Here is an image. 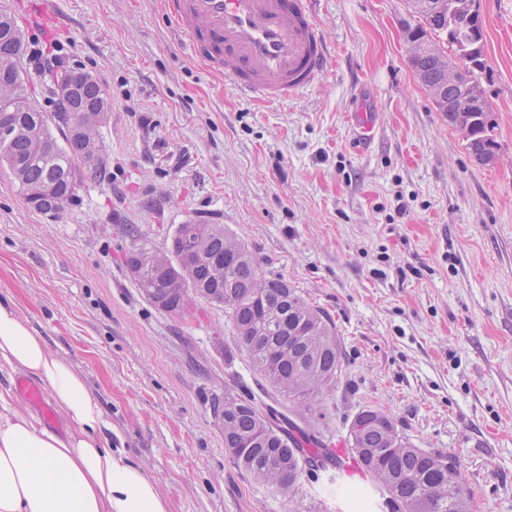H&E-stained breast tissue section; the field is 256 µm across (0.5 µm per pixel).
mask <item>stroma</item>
<instances>
[{
  "mask_svg": "<svg viewBox=\"0 0 512 512\" xmlns=\"http://www.w3.org/2000/svg\"><path fill=\"white\" fill-rule=\"evenodd\" d=\"M496 164L470 157L408 61L406 0H319L333 51L310 90L277 105L237 98L175 40L161 0H57L30 21L28 84L54 60L92 73L112 107L109 180L56 217L0 167V297L86 378L170 512H293L224 449L211 412L258 375L223 308L149 304L125 270L124 229L163 248L177 224H223L336 326L342 370L326 418L345 443L373 407L419 448L456 459L471 512H512V0H479ZM377 115L370 143L353 112ZM306 477L304 504L383 512L371 481Z\"/></svg>",
  "mask_w": 512,
  "mask_h": 512,
  "instance_id": "obj_1",
  "label": "stroma"
}]
</instances>
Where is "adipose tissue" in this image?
Wrapping results in <instances>:
<instances>
[{"mask_svg": "<svg viewBox=\"0 0 512 512\" xmlns=\"http://www.w3.org/2000/svg\"><path fill=\"white\" fill-rule=\"evenodd\" d=\"M37 378L71 428L66 435L0 387V512H169V501L126 448L85 377L0 301V367Z\"/></svg>", "mask_w": 512, "mask_h": 512, "instance_id": "ef3b65f1", "label": "adipose tissue"}]
</instances>
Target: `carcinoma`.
Instances as JSON below:
<instances>
[{
  "label": "carcinoma",
  "instance_id": "1",
  "mask_svg": "<svg viewBox=\"0 0 512 512\" xmlns=\"http://www.w3.org/2000/svg\"><path fill=\"white\" fill-rule=\"evenodd\" d=\"M415 24L406 29L410 64L432 92L437 110L454 127L461 116L470 124L469 155L488 165L499 151L495 118L479 73L486 68L484 29L478 9L467 0H406ZM444 36L448 56L433 45ZM26 52L14 17L0 9V59L23 60ZM462 62L465 82L448 81V67ZM44 92L54 111H43L28 90L25 72L0 71V165L9 169L35 212L56 216L76 196L80 183L97 180L108 159L100 127L85 132L62 120L76 110L89 118L111 103L96 80L82 81L63 105L52 84ZM99 151L88 165L84 155ZM131 241L126 269L142 297L163 302L183 315L197 301L224 308L258 375L300 412L320 413L341 372L342 356L330 316L282 276L263 271L261 262L222 224L192 220L178 225L164 249L167 262L147 264L151 247L141 229L128 224ZM199 295L185 298L180 289ZM213 413L224 433V447L238 467L292 498L308 474L330 475L336 462L325 457L321 436L300 427L275 405L231 391L215 399ZM348 443L355 458L385 495L389 512H470L453 457L412 445L385 413L363 409L353 416Z\"/></svg>",
  "mask_w": 512,
  "mask_h": 512
}]
</instances>
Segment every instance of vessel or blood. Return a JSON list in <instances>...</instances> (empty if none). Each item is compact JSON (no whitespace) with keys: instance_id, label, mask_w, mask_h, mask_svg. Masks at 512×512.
<instances>
[{"instance_id":"b4317fda","label":"vessel or blood","mask_w":512,"mask_h":512,"mask_svg":"<svg viewBox=\"0 0 512 512\" xmlns=\"http://www.w3.org/2000/svg\"><path fill=\"white\" fill-rule=\"evenodd\" d=\"M317 0H162L176 35L209 73L225 76L235 93L277 104L312 88L330 66L318 25ZM23 396L53 420L36 385L21 380Z\"/></svg>"}]
</instances>
